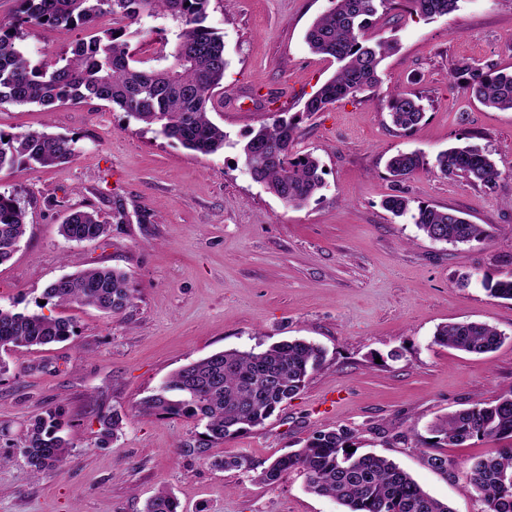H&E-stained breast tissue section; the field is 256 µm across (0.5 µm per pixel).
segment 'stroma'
Wrapping results in <instances>:
<instances>
[{
  "instance_id": "obj_1",
  "label": "stroma",
  "mask_w": 512,
  "mask_h": 512,
  "mask_svg": "<svg viewBox=\"0 0 512 512\" xmlns=\"http://www.w3.org/2000/svg\"><path fill=\"white\" fill-rule=\"evenodd\" d=\"M328 0H210L207 24L224 38L228 61L210 119L230 143L202 155L165 138L110 103L70 102L47 112L0 106V131H40L77 139L79 151L55 167L21 164L0 172V192L26 212V233L0 264V308L70 319L68 340L0 349V512H144L170 491L182 512H343L310 493L291 472L267 487L250 474L211 467L213 457L270 462L314 433L354 429L361 453L386 456L452 512H482L463 474L504 443L475 439L444 448L455 476L432 469L411 440L438 418L512 389V300L492 297L482 278L512 275V111L488 108L454 86L457 63L512 66V0H463L459 11L425 19L394 9L370 36L397 51L381 65L371 94L304 115L305 101L335 72L312 54L305 33ZM82 29L27 30L32 64L69 52ZM392 91L417 92L421 125L404 134L386 107ZM298 116L295 148L316 155L324 187L305 206L285 204L248 173L239 144L273 110ZM468 142L502 172L494 191L443 176L437 154ZM417 152L423 165L403 183L413 203L450 207L483 225L485 241L428 240L410 220L384 209L395 185L386 162ZM122 208L123 223L113 222ZM97 211L105 237L66 241L73 210ZM109 266L124 270L134 304L110 315L93 307L42 305L52 280ZM468 286H459L461 274ZM482 322L504 335L488 354L434 342L438 328ZM302 339L325 351L300 393L245 434L187 454L203 425L141 411L178 368L212 353L258 350ZM65 404L72 450L51 474L18 454L31 418ZM119 412L117 437L99 446V416Z\"/></svg>"
}]
</instances>
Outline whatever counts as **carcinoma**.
<instances>
[{
  "label": "carcinoma",
  "mask_w": 512,
  "mask_h": 512,
  "mask_svg": "<svg viewBox=\"0 0 512 512\" xmlns=\"http://www.w3.org/2000/svg\"><path fill=\"white\" fill-rule=\"evenodd\" d=\"M210 0H20V16L0 19V106L34 104L51 111L69 101H106L148 127L203 155L224 149L227 134L211 121L207 105L222 85L228 62L224 39L206 25ZM392 0H330L331 7L314 19L305 41L314 54L337 63L335 73L304 104L310 115L359 94L374 91L381 83V64L396 44L365 38L379 11ZM461 0H406L408 11L423 18L444 17L459 10ZM112 16V27L96 30L99 18ZM161 17L174 28L163 33V46L171 51L156 57V65L143 67L136 58L140 43L154 28L145 19ZM78 27L94 29L78 40L69 55L31 65L23 50V27ZM452 77L463 78V91L480 103L512 111V71L495 63L458 64ZM423 96L393 92L388 101L394 127L414 131L422 122ZM296 117L275 114L240 144L252 179L291 206L307 204L321 189L320 161L311 152L294 150ZM77 139L29 131L8 137L0 133V171L19 164L53 166L71 161ZM421 164L416 152L392 156L387 169L394 182L404 181ZM439 172L492 190L502 172L481 147L465 143L438 154ZM396 216L410 215L424 236L452 245L479 242L487 237L481 224H472L452 208L419 204L398 190L384 201ZM26 232L25 211L12 194L0 193V264L9 260ZM68 241L98 239L108 225L92 211L71 212L60 225ZM481 286L495 298L512 300V276ZM55 306H93L120 314L137 299L127 272L95 267L64 275L43 290ZM72 322L42 312L14 313L0 308V348L45 346L67 340ZM504 334L483 323L460 322L441 328L434 343L474 354L496 349ZM324 360L323 350L304 340L274 343L263 350H227L182 366L142 403L146 412L161 416H190L204 423L206 441H222L264 424L284 403L305 386L309 375ZM65 405L58 404L36 415L29 424L19 454L32 469L50 474L70 453L62 436ZM99 443L106 445L122 428L117 411L99 418ZM430 439L421 447L446 448L473 439L512 440V389L495 399L478 401L434 423ZM354 434L338 427L316 432L303 447L258 468L249 457L215 459L216 469L255 473L267 486L277 485L288 473L298 471L308 490L339 502L344 512H452L431 496L406 471L384 456L349 452ZM468 484L484 504L483 512H512V445L500 453L471 462L465 471ZM145 512H179V503L162 490L151 498Z\"/></svg>",
  "instance_id": "obj_1"
}]
</instances>
